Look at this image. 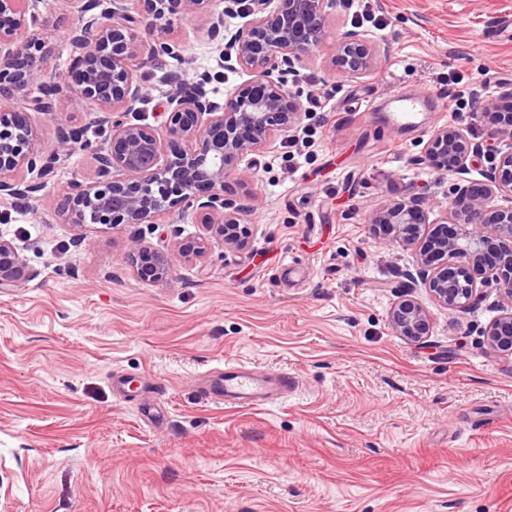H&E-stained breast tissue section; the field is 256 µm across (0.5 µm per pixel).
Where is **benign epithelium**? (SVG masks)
I'll return each mask as SVG.
<instances>
[{
  "mask_svg": "<svg viewBox=\"0 0 512 512\" xmlns=\"http://www.w3.org/2000/svg\"><path fill=\"white\" fill-rule=\"evenodd\" d=\"M39 0H0V198L41 191L26 175L50 171L75 136L64 131L55 150L38 148L27 113L8 100L36 88L28 109L54 111L65 97L75 107L87 100L110 121L106 142L96 154V178L74 181L57 206L62 224H154L164 213L193 212L205 230L239 250L247 247L249 228L225 198V186L246 176L244 159L269 141L297 127L305 117L288 85L295 64L318 47L333 0H109L95 14L77 7L69 30L76 53L71 81H40L50 57L54 22ZM242 12L248 23L230 32L224 17ZM200 20L208 42L218 50V67L234 65L250 72V82L217 102L207 86L216 75L204 71L190 83L178 82L160 127L126 119L138 111L144 86L135 73L157 59L182 58V43L171 38L176 25ZM378 47L360 31L336 46L334 67L346 77L366 74L376 64ZM504 141L480 182L456 187L448 197L451 221L427 227L418 205L399 201L371 211L372 232L386 244L414 249L416 277L431 298L448 310L468 307L477 284L492 286L512 305V118L499 130ZM475 144L459 126L442 125L427 141L424 164L462 175ZM205 238L179 242L164 255L138 240L133 245L137 276L162 282L177 258L202 257ZM29 276L16 246L0 238V289L15 288ZM392 331L419 342L430 335L432 319L419 301L407 298L391 311ZM490 345L512 353V310L487 327Z\"/></svg>",
  "mask_w": 512,
  "mask_h": 512,
  "instance_id": "1",
  "label": "benign epithelium"
}]
</instances>
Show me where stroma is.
Instances as JSON below:
<instances>
[{"mask_svg":"<svg viewBox=\"0 0 512 512\" xmlns=\"http://www.w3.org/2000/svg\"><path fill=\"white\" fill-rule=\"evenodd\" d=\"M49 2L57 26L45 70L59 78L76 10ZM370 5L386 28L367 74L346 80L332 64L356 15L340 6L292 77L300 94L314 82L326 93L328 111L302 121L311 147L290 164L287 137H276L227 184L248 248L208 237L202 258L159 283L137 276L132 240L169 253L201 225L175 215L58 223L61 194L93 176L105 130L89 102L30 113L45 150L63 127L84 140L45 191L0 199V237L29 272L0 292V512H512V354L484 336L502 301L486 287L467 311L439 307L407 278L412 251L365 222L403 198L431 219L447 206L455 176L419 163L435 127L496 140L492 114L449 112L443 98L418 128L390 126L382 104L398 89L437 94L484 67L512 84V0ZM181 38L185 62L163 58L143 78L144 123L160 125L171 73L218 69L213 45L189 27ZM405 295L432 316L424 341L390 328ZM227 360L288 369L298 389L264 408L208 402L196 378ZM117 373L132 381L123 397ZM154 381L165 386L157 427L141 410Z\"/></svg>","mask_w":512,"mask_h":512,"instance_id":"stroma-1","label":"stroma"}]
</instances>
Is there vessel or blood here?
I'll return each mask as SVG.
<instances>
[{
	"label": "vessel or blood",
	"mask_w": 512,
	"mask_h": 512,
	"mask_svg": "<svg viewBox=\"0 0 512 512\" xmlns=\"http://www.w3.org/2000/svg\"><path fill=\"white\" fill-rule=\"evenodd\" d=\"M432 97L428 94L393 95L389 112L393 122L418 124L422 113L430 111ZM199 391L205 399L227 407H260L284 400L296 389L294 377L285 370L258 373L246 364L228 361L215 371L201 375Z\"/></svg>",
	"instance_id": "obj_1"
}]
</instances>
